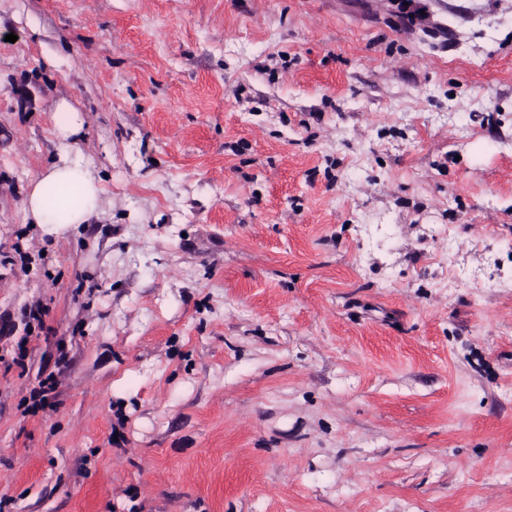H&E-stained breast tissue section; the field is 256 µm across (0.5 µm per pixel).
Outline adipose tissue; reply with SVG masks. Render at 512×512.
Returning <instances> with one entry per match:
<instances>
[{"label": "adipose tissue", "instance_id": "adipose-tissue-1", "mask_svg": "<svg viewBox=\"0 0 512 512\" xmlns=\"http://www.w3.org/2000/svg\"><path fill=\"white\" fill-rule=\"evenodd\" d=\"M53 128L63 151L33 183L24 200V217L40 225L88 223L102 207L103 189L89 163L69 149L83 129L81 112L69 101H60Z\"/></svg>", "mask_w": 512, "mask_h": 512}]
</instances>
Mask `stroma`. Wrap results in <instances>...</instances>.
Masks as SVG:
<instances>
[{"instance_id": "35a3bbf8", "label": "stroma", "mask_w": 512, "mask_h": 512, "mask_svg": "<svg viewBox=\"0 0 512 512\" xmlns=\"http://www.w3.org/2000/svg\"><path fill=\"white\" fill-rule=\"evenodd\" d=\"M0 497L512 512V0H0ZM81 112L61 100L53 113V128L64 150L33 183L24 200V217L29 224H87L102 207L103 189L90 164L70 150L82 132Z\"/></svg>"}]
</instances>
